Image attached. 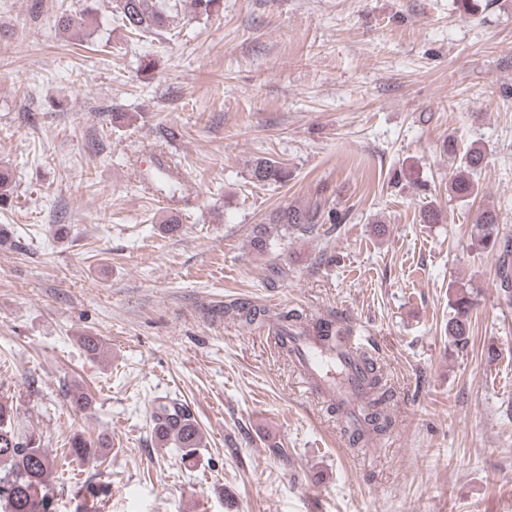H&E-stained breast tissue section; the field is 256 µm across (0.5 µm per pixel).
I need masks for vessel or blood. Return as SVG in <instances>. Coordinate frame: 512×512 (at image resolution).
Here are the masks:
<instances>
[{
    "label": "vessel or blood",
    "instance_id": "vessel-or-blood-1",
    "mask_svg": "<svg viewBox=\"0 0 512 512\" xmlns=\"http://www.w3.org/2000/svg\"><path fill=\"white\" fill-rule=\"evenodd\" d=\"M268 337L275 346L288 348V358L308 392L336 404L348 425L357 427L367 390V371L357 361L365 342L360 331L352 325L343 326L340 336L330 345L313 336L278 329L269 330Z\"/></svg>",
    "mask_w": 512,
    "mask_h": 512
}]
</instances>
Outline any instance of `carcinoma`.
I'll use <instances>...</instances> for the list:
<instances>
[{
    "label": "carcinoma",
    "instance_id": "cac0c4a2",
    "mask_svg": "<svg viewBox=\"0 0 512 512\" xmlns=\"http://www.w3.org/2000/svg\"><path fill=\"white\" fill-rule=\"evenodd\" d=\"M113 9L118 13L122 26L130 34L139 35L165 29L170 38L180 35L170 27V11L173 6L165 5V0H113ZM96 12L94 0H85L82 9L74 14H62L56 25L63 29L80 28L88 23ZM484 151L480 147L467 150L461 164L448 180V197L465 201L479 193V183L474 174L482 169ZM250 182L260 185H277L288 181V168L283 163L258 157L249 168ZM157 191L174 193L177 191L176 176L163 166L155 173ZM338 213L326 209L321 204L312 206L289 205L276 210L266 224L254 225L250 244L258 253L266 252L269 245V229L280 226L285 230L311 233L319 224L334 223ZM477 232L476 246L488 251H498L497 290L498 298L506 306H512V238L500 236L498 215L495 208H483L475 218ZM448 306L452 316L448 318V343L465 349L472 332L471 312L474 306L472 292L458 286L449 294ZM236 316L248 324L262 325L268 322L277 327H286L298 333L315 336H334L336 330L331 323L321 319H310L297 310L273 311L266 308L241 304L235 307ZM370 374L368 396L363 410L364 428L350 431L353 444L361 443L371 435L386 433L391 421L386 413L389 399L386 381L381 367L369 357L361 358ZM13 405L0 401V512H55V491L52 476L60 462L42 447L41 438L33 431L23 432L15 423ZM153 421L158 441L165 446L174 442L182 451L183 458L194 457L205 445L204 433L189 408L176 397H167L153 412ZM68 455L80 461H98L103 458L102 447L81 436L70 442ZM83 501L77 512H99L103 491L91 480L82 485Z\"/></svg>",
    "mask_w": 512,
    "mask_h": 512
}]
</instances>
